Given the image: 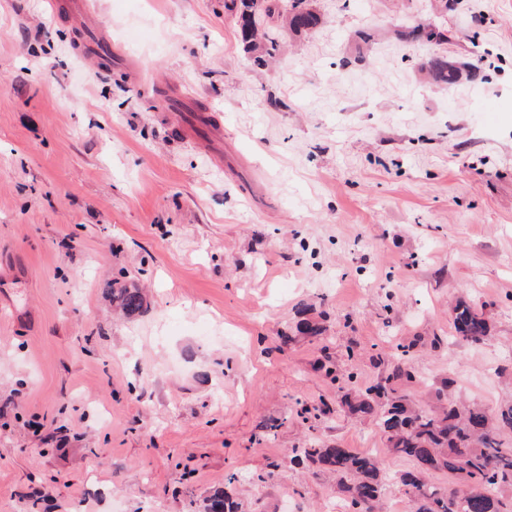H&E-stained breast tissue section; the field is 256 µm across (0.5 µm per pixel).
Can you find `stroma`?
Returning a JSON list of instances; mask_svg holds the SVG:
<instances>
[{
    "label": "stroma",
    "instance_id": "obj_1",
    "mask_svg": "<svg viewBox=\"0 0 512 512\" xmlns=\"http://www.w3.org/2000/svg\"><path fill=\"white\" fill-rule=\"evenodd\" d=\"M90 4L108 72L47 0H0V512H202L231 472L243 512H327L291 460L311 443L379 455L383 512H408L412 461L319 362L355 342L370 385L375 354L438 336L419 378L512 399V0H311L265 67L224 0ZM417 21L448 43L397 37ZM436 55L483 77L430 82ZM172 89L212 127L159 107ZM457 297L484 343L453 340ZM306 304L323 336L282 344ZM112 303L127 315L139 314L144 309L145 300L139 288L121 287L112 291ZM485 306L458 299L451 307L452 336L457 342L479 344L487 340L490 332Z\"/></svg>",
    "mask_w": 512,
    "mask_h": 512
}]
</instances>
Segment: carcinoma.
I'll return each mask as SVG.
<instances>
[{
  "label": "carcinoma",
  "instance_id": "1",
  "mask_svg": "<svg viewBox=\"0 0 512 512\" xmlns=\"http://www.w3.org/2000/svg\"><path fill=\"white\" fill-rule=\"evenodd\" d=\"M224 8L238 15L241 37L254 61L263 65L280 49L278 37L265 24L282 19L290 31L299 33L316 26L319 16L307 0H228ZM404 36L428 43H442L448 34L419 22ZM425 69L437 82L455 84L468 74H479V63L467 72L442 58H433ZM112 302L127 315L139 314L145 300L138 288L112 289ZM302 310L294 334L281 337L286 345L297 335L318 338L323 329ZM454 339L467 344L487 340L490 332L485 306L458 299L451 307ZM424 340L399 344L396 351L378 357L385 366L374 384L359 388L353 375L342 380L341 407L356 419H370L385 438L392 454L410 459L414 470L401 476L410 494L411 512H512V403L490 412L476 402L460 400L452 382L444 380L432 390L417 379L409 358ZM293 459L314 473L328 472L336 478V488L348 512H380L386 476L379 457L359 454L340 444L322 447L314 444L293 449ZM447 472L453 482L446 488L428 482L434 472ZM204 512H239V503L227 494L208 499Z\"/></svg>",
  "mask_w": 512,
  "mask_h": 512
}]
</instances>
